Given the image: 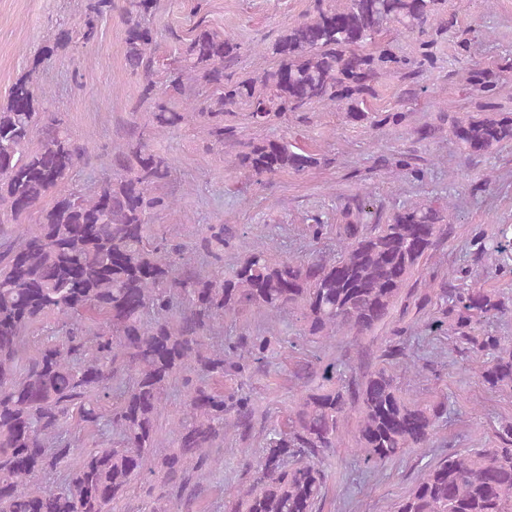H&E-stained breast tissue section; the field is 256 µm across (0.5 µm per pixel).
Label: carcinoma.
<instances>
[{
	"label": "carcinoma",
	"mask_w": 512,
	"mask_h": 512,
	"mask_svg": "<svg viewBox=\"0 0 512 512\" xmlns=\"http://www.w3.org/2000/svg\"><path fill=\"white\" fill-rule=\"evenodd\" d=\"M163 0H126V59L142 79L125 141L111 173L95 190L72 184L89 159L62 119L43 111L49 92L38 67L0 104V512H112L139 488L136 512H323L329 474L324 461L341 447L357 418L354 453L370 469L427 448L446 409L403 394L396 368L420 372L408 352L409 310L435 306L447 335L492 389L512 392V340L481 332L512 315V298L486 288H426L410 279L448 237L449 204L404 202L387 215L366 194L340 210L338 256L272 257L245 236L208 227L202 244L216 264L199 272L177 237L151 234V215L177 200L156 193L170 171L150 136L194 125L211 147L238 146L233 164L258 183L320 165L316 154L283 138L241 141L228 123L245 106L250 124L266 128L315 105L378 128L399 112L372 108L376 85L394 79L404 95L435 64L433 27L441 0H313L304 18L262 48L276 64L249 77L237 72L243 47L201 28L183 43L169 80H155L158 31L151 20ZM113 0H87L83 25L63 44H88ZM390 31L415 35L418 55L397 59L378 49ZM466 83L483 109L448 117V136L473 156L512 143V113L497 112L500 83L475 69ZM194 85L204 100L175 104ZM244 255L224 272V247ZM482 256L512 251V225L481 237ZM399 321L387 324L398 304ZM290 310L303 337L327 344L345 336L360 348L357 364L335 372L302 367V392L283 419L248 455L245 476L228 501H207L224 472V436L253 428L255 399L243 376L266 363L282 338L273 325L221 343L210 335L226 314L258 311L273 322ZM51 316L53 335L34 336ZM186 399L169 439L159 438L168 387ZM112 444L85 452L88 439ZM497 446L448 450L420 466L394 512H512V421L500 422Z\"/></svg>",
	"instance_id": "obj_1"
}]
</instances>
